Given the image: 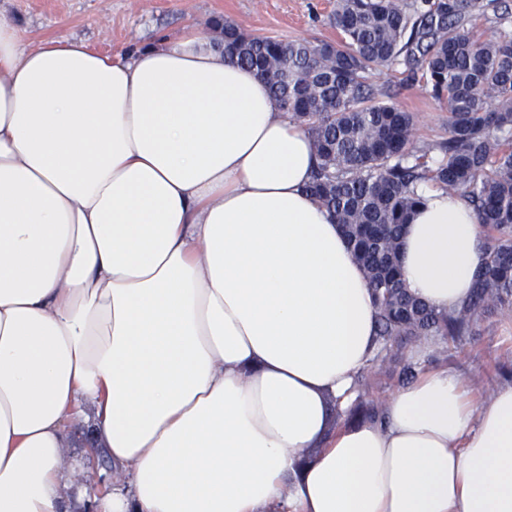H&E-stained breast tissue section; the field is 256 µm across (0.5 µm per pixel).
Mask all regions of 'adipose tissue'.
<instances>
[{"label":"adipose tissue","instance_id":"obj_1","mask_svg":"<svg viewBox=\"0 0 512 512\" xmlns=\"http://www.w3.org/2000/svg\"><path fill=\"white\" fill-rule=\"evenodd\" d=\"M313 140L194 27L108 54L0 17V512H72L65 423L117 475L92 512H512V383L423 365L382 419L331 426L376 347ZM400 247L437 310L487 254L427 183Z\"/></svg>","mask_w":512,"mask_h":512}]
</instances>
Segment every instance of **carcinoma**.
<instances>
[{
	"mask_svg": "<svg viewBox=\"0 0 512 512\" xmlns=\"http://www.w3.org/2000/svg\"><path fill=\"white\" fill-rule=\"evenodd\" d=\"M498 0H337L339 44L253 36L224 18L212 28L224 49L263 77L294 120L311 133L318 164L308 191L341 224L364 268L377 306L372 361L423 336L456 345L479 335L492 312L512 307V35L470 34L474 14ZM421 67L431 94L448 104V140L433 158L415 144L413 116L376 99L369 72ZM464 195L473 205L488 254L470 299L439 312L406 290L399 240L423 202L421 182ZM375 377L357 379L358 395L332 425L374 420L366 399Z\"/></svg>",
	"mask_w": 512,
	"mask_h": 512,
	"instance_id": "carcinoma-1",
	"label": "carcinoma"
}]
</instances>
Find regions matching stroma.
I'll return each instance as SVG.
<instances>
[{"label": "stroma", "mask_w": 512, "mask_h": 512, "mask_svg": "<svg viewBox=\"0 0 512 512\" xmlns=\"http://www.w3.org/2000/svg\"><path fill=\"white\" fill-rule=\"evenodd\" d=\"M335 9L336 0H0V14L17 21L26 38H77L102 52L147 47L159 35H176L187 25L208 35L218 17L254 36L338 43ZM369 82L379 100L413 115L417 147L438 156L448 137V109L430 95L423 78H408L402 67L389 65L372 71ZM426 361L470 377L478 394L511 383L512 311L489 315L475 340L453 347L436 344ZM66 428L61 466L83 459L81 485L98 486L105 466L85 461L88 449L100 445L92 408L69 418Z\"/></svg>", "instance_id": "stroma-1"}]
</instances>
